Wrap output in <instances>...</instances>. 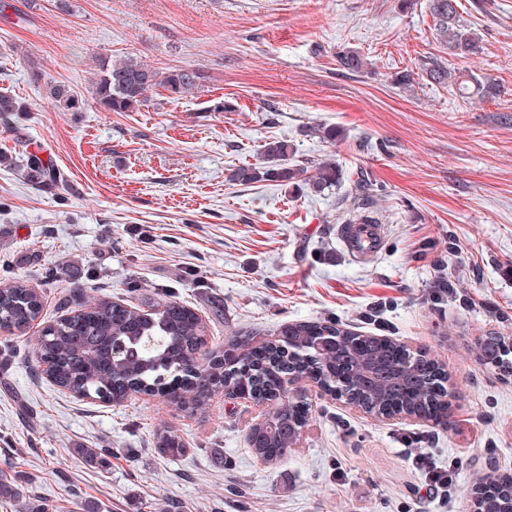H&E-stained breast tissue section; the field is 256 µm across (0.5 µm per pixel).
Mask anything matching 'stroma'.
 <instances>
[{"label": "stroma", "instance_id": "stroma-1", "mask_svg": "<svg viewBox=\"0 0 512 512\" xmlns=\"http://www.w3.org/2000/svg\"><path fill=\"white\" fill-rule=\"evenodd\" d=\"M459 9L479 47L456 65L499 82L496 101L395 83L444 52L429 0H0V91L34 105L0 123V150L41 152L70 183L50 193L0 167V284L25 279L43 300L26 334L0 333V482L20 493L0 512L28 497L48 512H472L488 470H512V377L476 351L512 340V0ZM348 50L362 71L339 65ZM125 55L207 80L192 97L158 90L140 111H102L87 77ZM30 61L85 111L57 108ZM273 138L294 161L336 160L341 183L319 195L232 180ZM359 169L386 227L364 262L336 222ZM100 297L183 302L216 355L243 332L258 346L323 320L411 342L448 373L449 423L380 420L315 393L299 446L264 464L248 444L260 409L223 393L193 413L162 397L76 400L38 371L36 338ZM164 430L183 455L160 452ZM422 453L455 466L449 498L427 495Z\"/></svg>", "mask_w": 512, "mask_h": 512}]
</instances>
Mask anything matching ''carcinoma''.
Returning <instances> with one entry per match:
<instances>
[{
	"instance_id": "1",
	"label": "carcinoma",
	"mask_w": 512,
	"mask_h": 512,
	"mask_svg": "<svg viewBox=\"0 0 512 512\" xmlns=\"http://www.w3.org/2000/svg\"><path fill=\"white\" fill-rule=\"evenodd\" d=\"M430 13L439 43L448 54L465 57L476 52L478 39L461 23L458 0H430ZM340 66L358 72L365 59L354 51L339 55ZM206 80L200 69L176 68L162 71L136 58L103 61L88 77L91 98L108 112H137L149 93L163 88L177 97L192 95ZM395 81L405 89L422 83L444 87L462 98L494 100L500 85L489 77L478 78L443 62L424 56L418 71H401ZM57 107L82 112L87 100L61 84L49 85ZM30 107L8 92L0 93V115L28 112ZM292 153L286 140L271 139L261 148L262 162L237 167L233 179L243 184L264 181L309 189L320 193L340 182L342 169L334 159L289 162ZM24 179L42 189L63 190L65 182L57 170L37 153L26 156ZM357 196L352 206L368 203L371 180L360 174L354 181ZM42 310L40 294L27 281L16 279L0 288V332L14 335L29 328ZM202 319L190 307L177 301L158 302L148 310L109 299H97L60 321L44 339H38L37 358L51 363L54 383L68 389L89 390L121 403L132 391L167 398L191 411L206 409L217 389H243L259 397L277 391L282 378L305 372L320 379L327 389L339 388L358 404L392 409L409 405L442 414L446 406L437 362L425 354L403 363L401 349L389 341L360 336L338 322H306L280 331L292 337V348L272 355L247 351L249 341L233 344L238 363L225 367L224 356L213 357L201 367L204 342ZM123 342V353L112 357V347ZM478 355L496 359L497 367L512 373V348L498 336L483 339ZM369 362L385 370L376 388L365 390L356 384L357 375ZM304 401L282 403L276 411V425L249 438L255 454L271 463L290 453L296 445L293 427L305 422ZM156 445L171 457L184 452L181 438L172 431L157 434ZM483 512H509L512 499L494 493L481 502Z\"/></svg>"
}]
</instances>
